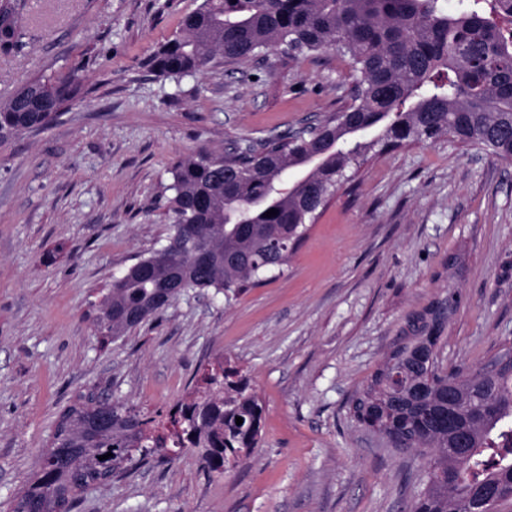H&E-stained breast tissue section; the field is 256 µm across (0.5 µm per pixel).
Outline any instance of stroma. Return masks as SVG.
Wrapping results in <instances>:
<instances>
[{
  "instance_id": "stroma-1",
  "label": "stroma",
  "mask_w": 512,
  "mask_h": 512,
  "mask_svg": "<svg viewBox=\"0 0 512 512\" xmlns=\"http://www.w3.org/2000/svg\"><path fill=\"white\" fill-rule=\"evenodd\" d=\"M199 3L24 0L28 45L0 56V100L74 67L87 90L45 130L0 142V512L79 394L165 413L222 357L264 406L258 448L221 475L190 450L123 465L73 512H403L421 461L349 404L447 290L459 304L444 365L470 372L512 344V161L444 138L386 153L337 191L276 279L231 299L187 292L100 347L90 306L164 243L172 163L334 111L351 82L332 52L146 74Z\"/></svg>"
}]
</instances>
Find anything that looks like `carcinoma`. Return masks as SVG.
<instances>
[{"mask_svg":"<svg viewBox=\"0 0 512 512\" xmlns=\"http://www.w3.org/2000/svg\"><path fill=\"white\" fill-rule=\"evenodd\" d=\"M20 10L21 0H0V55L27 46ZM326 50L355 76L347 108L248 152L205 150L173 163L166 242L93 305L101 345L140 325L130 316H156L185 291L239 295L276 277L371 154L451 136L512 161V0H459L453 12L447 0H202L142 67L173 79L273 51ZM83 94L74 69L26 82L0 101V140L46 127ZM270 209L278 214L264 216ZM458 299L450 290L416 313L350 406L394 447L431 453L409 512H496L512 501V364L464 373L420 359L429 337L442 340ZM263 414L250 378L228 359L204 371L163 423L81 394L59 414L14 505L61 512L63 495L75 500L81 482L135 452L189 448L222 474L258 446Z\"/></svg>","mask_w":512,"mask_h":512,"instance_id":"1","label":"carcinoma"}]
</instances>
